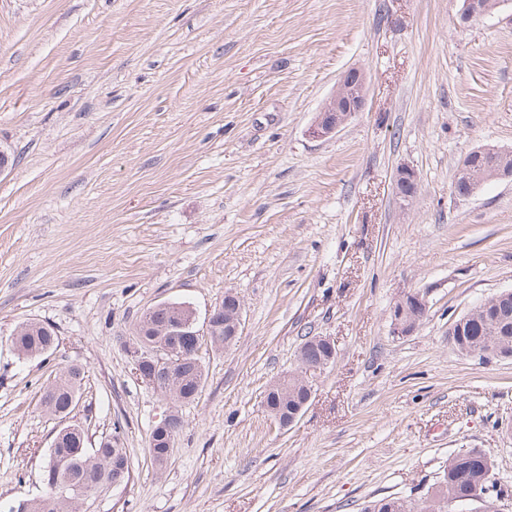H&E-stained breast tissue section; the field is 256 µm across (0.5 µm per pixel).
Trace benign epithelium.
<instances>
[{
  "instance_id": "1",
  "label": "benign epithelium",
  "mask_w": 512,
  "mask_h": 512,
  "mask_svg": "<svg viewBox=\"0 0 512 512\" xmlns=\"http://www.w3.org/2000/svg\"><path fill=\"white\" fill-rule=\"evenodd\" d=\"M487 13L481 0H464L459 14L460 21L472 23L478 21ZM367 87L365 74L357 69L351 68L346 71L339 80L335 94L328 100L316 116L310 133L315 138H326L344 125L356 113L363 110L366 103ZM394 189L396 194L403 201L412 200L417 192V179L415 171L409 166L397 168L394 176ZM426 313V303L417 293H406L400 297L391 310L392 333L395 336H408L415 331L411 322L405 316L411 314L421 319ZM228 315L229 320L222 321L223 315ZM181 335L189 338L192 343H199L203 337L212 336V326L218 322H224V344L235 342L239 336L242 324V304L240 298L233 292L224 294V302L215 306L210 311L206 322V328L200 331L194 328L195 314L188 312V318H179ZM311 340L327 350L324 355L312 357L301 351L298 355V368L296 373L290 375L302 382L306 391V400L290 412H281L273 408V394L279 386L288 380V375H283L276 383L269 386L264 394V407L269 415L279 424L281 428L293 425L300 413L309 403L314 392V384L320 375L334 361L335 344L328 336H313ZM189 357L186 347L178 340L169 342L147 343L143 350L137 351L134 364L137 376L143 383L159 389L155 381V372L160 371L166 374L172 372L175 365L184 362ZM177 414L172 413L165 417L153 430V435L160 436L165 441L166 448L173 447L174 436L171 425Z\"/></svg>"
}]
</instances>
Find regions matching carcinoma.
Returning <instances> with one entry per match:
<instances>
[{"label": "carcinoma", "mask_w": 512, "mask_h": 512, "mask_svg": "<svg viewBox=\"0 0 512 512\" xmlns=\"http://www.w3.org/2000/svg\"><path fill=\"white\" fill-rule=\"evenodd\" d=\"M482 159L473 161L467 177L458 176L455 187L479 189L493 180L500 169H512V150L481 149ZM175 310L171 307L151 308L139 320L135 333H145V341L155 342V332L175 327ZM459 342L457 350L465 355L475 351L499 356L512 351V293L500 294L487 300L486 307L471 313L468 319L454 327ZM58 337L50 327L32 321L18 326L11 343L18 355L39 356L54 349ZM181 395L195 400L204 380V368L193 362L180 366L178 373ZM84 371L72 365L43 395V405L52 415L65 418L71 410L70 401L80 398ZM283 398L275 405L287 409L304 398V391L294 380L283 384ZM66 435L58 446L50 448L49 460L44 466L43 482L46 493L36 499H23L8 507V512H79L86 494L112 482H126L130 478L126 449L120 446L119 434L100 441L98 447H79L78 432ZM493 465L479 448L463 449L443 466L419 500L402 496H386L364 502L361 512H496L494 500L484 495L491 483ZM458 509H449L450 502Z\"/></svg>", "instance_id": "cac0c4a2"}]
</instances>
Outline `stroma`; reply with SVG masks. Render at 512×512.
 I'll return each instance as SVG.
<instances>
[{
    "instance_id": "stroma-1",
    "label": "stroma",
    "mask_w": 512,
    "mask_h": 512,
    "mask_svg": "<svg viewBox=\"0 0 512 512\" xmlns=\"http://www.w3.org/2000/svg\"><path fill=\"white\" fill-rule=\"evenodd\" d=\"M462 4L0 0V507L44 494L71 423L129 456L92 512H360L420 498L465 448L491 458L512 512V359L449 339L512 290V179L453 189L472 150L512 149V0L471 25ZM351 68L364 110L312 137ZM228 291L241 334L202 348L194 402L136 378L144 312L180 303L201 329ZM408 292L427 313L396 336ZM28 321L55 329L52 354L18 356ZM308 336L335 360L282 430L264 392ZM72 364L85 379L62 420L42 396ZM174 412L160 468L150 436ZM394 189L396 194L409 202L417 192L416 173L410 166H400L394 176ZM419 320L423 319L426 313V303L418 293H406L400 297L391 310L392 333L396 336H408L415 331L410 321H406L405 315H411V311Z\"/></svg>"
}]
</instances>
